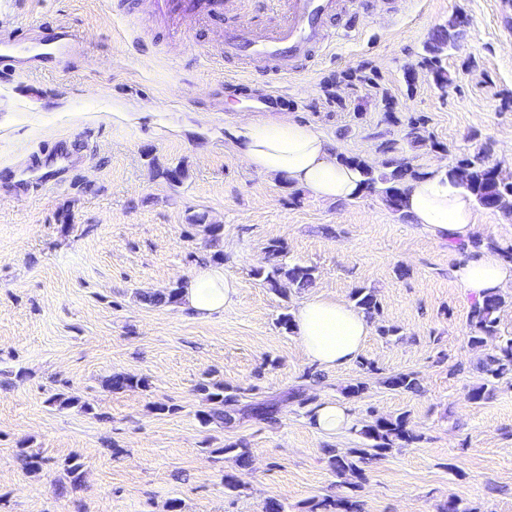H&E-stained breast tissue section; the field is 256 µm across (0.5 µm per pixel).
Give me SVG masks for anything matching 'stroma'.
Wrapping results in <instances>:
<instances>
[{"label":"stroma","instance_id":"stroma-1","mask_svg":"<svg viewBox=\"0 0 512 512\" xmlns=\"http://www.w3.org/2000/svg\"><path fill=\"white\" fill-rule=\"evenodd\" d=\"M276 20L273 0H237L201 20L152 0H0V27L63 29L80 42L67 66L0 73V512H308L352 496L362 512H512V379L467 397L483 349L467 339L472 298L452 270L466 256L407 223L377 194L314 200L259 174L233 133L257 116L290 115L324 132L338 155L381 166L384 144L422 170L454 167L492 143L484 163L512 173V0H360L357 32L300 74L254 69L229 85L224 34L240 15ZM439 86L425 63L440 32ZM424 117L426 142L411 133ZM180 172L179 181L165 171ZM220 225L211 240L194 216ZM315 280L280 295L253 274L270 244ZM222 254L239 284L233 305L196 319L140 293L168 288ZM375 291L381 313L350 366L322 371L280 326L323 293ZM417 374L418 392L381 377ZM115 373L146 387L110 390ZM358 380L361 396L346 395ZM236 389L229 425H202L199 382ZM66 391L92 412L61 409ZM324 398L355 427L325 435L308 421ZM167 412H160V405ZM274 404L275 422L255 407ZM407 415L420 441L364 466L351 487L328 449L361 447L371 416ZM250 451L240 466L230 445ZM37 454L24 469L21 451ZM84 467L72 480V457Z\"/></svg>","mask_w":512,"mask_h":512}]
</instances>
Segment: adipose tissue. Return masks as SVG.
I'll list each match as a JSON object with an SVG mask.
<instances>
[{"label":"adipose tissue","instance_id":"adipose-tissue-1","mask_svg":"<svg viewBox=\"0 0 512 512\" xmlns=\"http://www.w3.org/2000/svg\"><path fill=\"white\" fill-rule=\"evenodd\" d=\"M234 151L265 176L305 189L323 201H352L364 193L355 167L340 163L332 141L314 126L294 119L250 120L234 131ZM401 209L410 223L421 226L442 244L467 246L468 257L453 275L474 300L512 288V263L494 251L475 250L477 229L472 196L444 167L432 166L400 188ZM238 283L223 266H199L184 282L179 305L184 312L207 318L235 302ZM292 329L307 359L324 370L351 365L361 353L371 323L361 310L318 293L299 302ZM313 429L324 434L347 432L354 424L342 402L323 399L309 416Z\"/></svg>","mask_w":512,"mask_h":512}]
</instances>
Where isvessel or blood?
<instances>
[{
    "label": "vessel or blood",
    "mask_w": 512,
    "mask_h": 512,
    "mask_svg": "<svg viewBox=\"0 0 512 512\" xmlns=\"http://www.w3.org/2000/svg\"><path fill=\"white\" fill-rule=\"evenodd\" d=\"M280 15L268 27L255 17L242 16L238 26L224 35V58L249 69L260 66L277 76L298 73L327 47L328 18L347 14L346 0H278ZM74 43L52 34L33 43L11 36L0 40V70H8L17 54H28L37 64H52L71 53Z\"/></svg>",
    "instance_id": "vessel-or-blood-1"
}]
</instances>
